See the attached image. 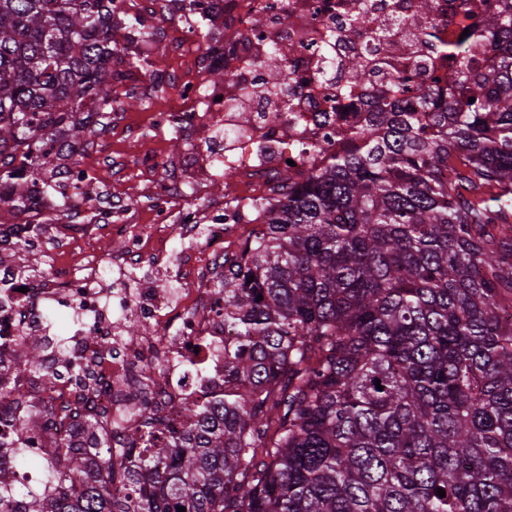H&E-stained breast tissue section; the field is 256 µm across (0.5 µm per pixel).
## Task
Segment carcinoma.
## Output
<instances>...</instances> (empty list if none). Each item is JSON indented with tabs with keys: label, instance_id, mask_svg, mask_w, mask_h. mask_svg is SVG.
<instances>
[{
	"label": "carcinoma",
	"instance_id": "carcinoma-1",
	"mask_svg": "<svg viewBox=\"0 0 512 512\" xmlns=\"http://www.w3.org/2000/svg\"><path fill=\"white\" fill-rule=\"evenodd\" d=\"M409 2L467 97L439 77L415 107L371 95L351 148L305 172L224 275V391L174 405L188 427L127 464L89 421V447L47 467L54 494L20 495L0 470V512H512V0L468 4L482 24L448 42L435 0ZM114 3L0 0V213L29 210L112 108ZM371 24L364 5L345 30L383 39ZM476 36L494 66L473 64ZM260 67L288 96L286 54ZM375 72L401 79L382 57L347 77ZM25 352L42 365L40 338Z\"/></svg>",
	"mask_w": 512,
	"mask_h": 512
}]
</instances>
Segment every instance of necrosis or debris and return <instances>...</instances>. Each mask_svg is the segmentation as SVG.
Here are the masks:
<instances>
[{
    "label": "necrosis or debris",
    "instance_id": "1",
    "mask_svg": "<svg viewBox=\"0 0 512 512\" xmlns=\"http://www.w3.org/2000/svg\"><path fill=\"white\" fill-rule=\"evenodd\" d=\"M360 0H203L188 9L183 0H132L123 13L127 47L186 53L195 35L204 44L188 59L182 74H167L176 92L151 112L146 128L127 134L129 151L140 161L139 177L157 197L149 223H138L135 209L111 192L89 194L94 178L88 164H65L48 186L37 187L30 208L32 224L0 226V386L23 394L0 402V463L14 465L18 452L52 460L61 445L82 440L79 424L97 420L114 437L135 424L133 407L155 421L151 445L169 446L185 425L175 403L200 402L224 385V347L234 337L224 321L219 290L227 268L239 261L243 239H255L264 212L284 205L302 172L322 169L342 154L347 131L363 117L373 75L366 84H349L344 71L320 75L316 63L328 34L353 13ZM400 24L375 47L422 85V65L448 71L410 26L408 0H397ZM278 44L288 54L292 93H271L259 66L266 47ZM223 68L233 83H210L204 74ZM252 122L238 124L240 112ZM171 133L190 148L176 163L174 177L156 174L144 148L149 134ZM232 178L241 206L209 197L214 182ZM67 210L78 230L40 224ZM120 216L111 224V216ZM123 237L121 251L100 245L103 223ZM50 239L57 272L20 274V242ZM181 241L174 251L173 241ZM175 261L182 288H142L143 269ZM141 327L122 331L128 314ZM43 341L42 369L24 368L19 357L27 337ZM162 365L156 377L153 365ZM25 419L38 433L17 435Z\"/></svg>",
    "mask_w": 512,
    "mask_h": 512
}]
</instances>
